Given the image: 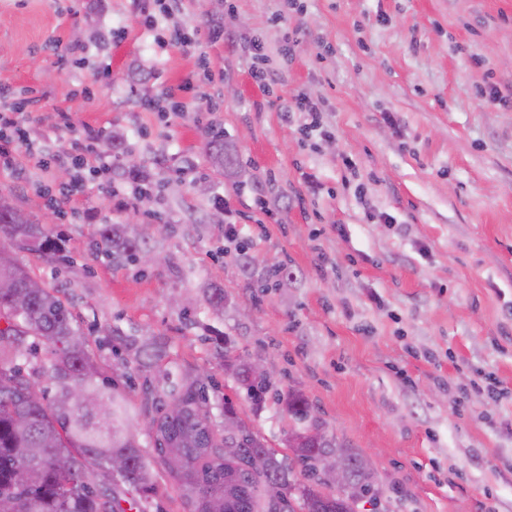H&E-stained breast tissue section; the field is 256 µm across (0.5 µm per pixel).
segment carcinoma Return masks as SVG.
I'll use <instances>...</instances> for the list:
<instances>
[{"label":"carcinoma","mask_w":512,"mask_h":512,"mask_svg":"<svg viewBox=\"0 0 512 512\" xmlns=\"http://www.w3.org/2000/svg\"><path fill=\"white\" fill-rule=\"evenodd\" d=\"M211 163L233 175L236 163L224 147V138L212 133L207 142ZM100 243L112 263H137L147 250L146 241L131 234L127 224H104ZM26 249L54 257L60 252L56 239L42 225L20 213H0V496L19 502L20 512H126L123 488L142 492L152 489L150 470L139 442L130 434L133 415L126 394L114 385L89 376L97 364L85 336L73 325L66 303L48 288H30L31 277L14 256L13 249ZM204 300L216 311L224 310L223 289L208 285ZM49 349L50 358L32 370L55 387L50 401L34 393L31 379L23 375L18 360ZM136 368L149 370L163 355L154 343L127 344ZM237 383L259 405L272 381L256 379L250 365L236 360ZM84 390L80 401L69 393ZM175 397L187 408L177 420L166 415V398ZM146 404L155 409L158 433L152 442L161 459L169 452L184 457L178 476L180 490L194 512H276L267 501L263 483H281L288 490V512H358L362 496L372 487L373 474L361 455L334 436L325 435L315 444L308 430L318 422L304 395L288 393V415L294 426V457L279 459L244 424H238L233 441L236 454H224L225 439L217 436L213 407L205 388L195 381L181 390L150 392ZM339 451L353 477V488L343 494L322 490L314 461L323 453ZM127 461L124 473L107 478L104 469L112 456ZM68 458L60 467L56 458ZM26 467L33 476L27 484H16L14 473ZM248 489L224 510V494L232 482Z\"/></svg>","instance_id":"1"}]
</instances>
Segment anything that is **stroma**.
I'll use <instances>...</instances> for the list:
<instances>
[{
  "label": "stroma",
  "mask_w": 512,
  "mask_h": 512,
  "mask_svg": "<svg viewBox=\"0 0 512 512\" xmlns=\"http://www.w3.org/2000/svg\"><path fill=\"white\" fill-rule=\"evenodd\" d=\"M300 2L276 24L282 0H181L149 29L141 0H0V106L37 97L0 194L62 247L16 256L67 304L133 415L153 379L127 368L125 342L157 339L174 385L202 379L278 454L286 395L302 392L368 461L378 512H512V108L483 95L512 91V0ZM170 30L190 46L165 42ZM251 39L269 58L263 87ZM298 93L321 104L306 136L282 109ZM89 128L107 132L95 157L68 161ZM212 128L236 176L212 166ZM77 181L59 215L51 197ZM127 222L163 266L100 253L98 228ZM280 265L292 279L259 287ZM227 348L272 370L261 405L225 372ZM139 442L156 491L129 493L134 512H189Z\"/></svg>",
  "instance_id": "obj_1"
}]
</instances>
